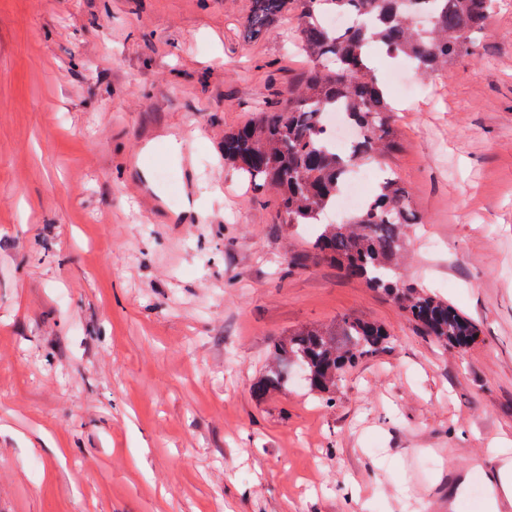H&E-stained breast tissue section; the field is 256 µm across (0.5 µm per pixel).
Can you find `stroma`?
<instances>
[{
  "label": "stroma",
  "instance_id": "1",
  "mask_svg": "<svg viewBox=\"0 0 512 512\" xmlns=\"http://www.w3.org/2000/svg\"><path fill=\"white\" fill-rule=\"evenodd\" d=\"M250 7L0 0V512H512V0L437 75L376 63L408 76L397 273L479 323L467 350L225 165L308 64ZM343 314L391 347L333 403L255 397L273 338Z\"/></svg>",
  "mask_w": 512,
  "mask_h": 512
}]
</instances>
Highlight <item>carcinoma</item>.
Here are the masks:
<instances>
[{
	"label": "carcinoma",
	"instance_id": "obj_1",
	"mask_svg": "<svg viewBox=\"0 0 512 512\" xmlns=\"http://www.w3.org/2000/svg\"><path fill=\"white\" fill-rule=\"evenodd\" d=\"M498 0H252L248 30L267 34L286 15L310 67L288 100L265 105L251 124L224 136V160L259 189L279 198L278 216L289 228L311 226L310 245L348 276L388 294L422 332L444 345L473 346L480 326L426 290L402 281L395 260L404 249L401 225L417 216L412 195L388 172L373 197L345 222L328 224L341 184L353 168L379 161L397 148L395 103L370 64L376 55L404 57L429 77L469 55ZM355 13L362 21L336 33L320 22L325 9ZM428 11L430 27L419 30L414 14ZM342 106L364 131L349 151L333 147L322 116ZM393 343L375 322L344 315L325 327H306L275 339L269 364L254 384L263 397L288 391L299 377L308 394L333 402L344 372Z\"/></svg>",
	"mask_w": 512,
	"mask_h": 512
}]
</instances>
